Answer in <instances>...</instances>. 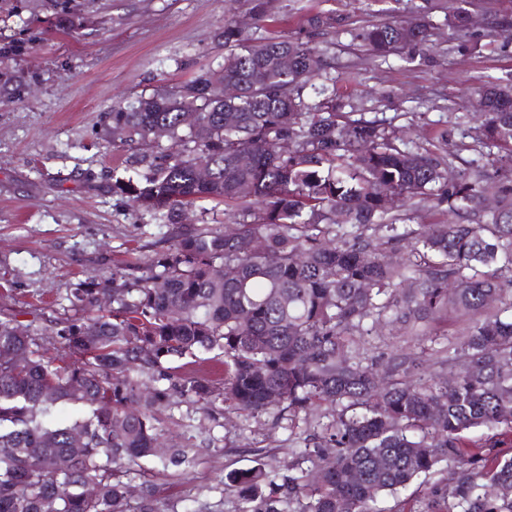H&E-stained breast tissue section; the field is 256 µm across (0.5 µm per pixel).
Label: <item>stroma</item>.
<instances>
[{
  "label": "stroma",
  "mask_w": 512,
  "mask_h": 512,
  "mask_svg": "<svg viewBox=\"0 0 512 512\" xmlns=\"http://www.w3.org/2000/svg\"><path fill=\"white\" fill-rule=\"evenodd\" d=\"M255 22L252 0H0V309L39 328L77 317L68 298L84 281L169 246L174 226L152 223L113 194L112 172L144 154L169 149L113 145V104L170 91L201 68L224 60L225 20L248 37L307 35V17L332 12L342 26L313 36L329 46L327 75L345 102L429 147L439 129L458 146L459 161L477 158L462 127L470 87L512 74V45L491 22L512 14V0H472L478 48H454L441 0L432 13L429 62L378 57L354 41L372 21L405 20L421 0H266ZM410 339L382 322L360 340L365 360L394 359ZM168 443L193 448L179 471L149 465L157 512H239L227 472L264 463L278 474L302 462L309 426L271 414L225 413L198 429L191 407L159 416Z\"/></svg>",
  "instance_id": "stroma-1"
}]
</instances>
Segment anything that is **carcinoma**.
I'll return each mask as SVG.
<instances>
[{
    "mask_svg": "<svg viewBox=\"0 0 512 512\" xmlns=\"http://www.w3.org/2000/svg\"><path fill=\"white\" fill-rule=\"evenodd\" d=\"M457 2L448 28L457 49H475L472 0ZM438 8L424 0L412 20L370 22L354 38L378 56L422 59ZM340 24L326 13L306 19L315 34ZM223 37L218 68L241 86L237 98H219L208 68L113 106L119 143L149 142L163 127L175 150L113 175L112 192L155 224L182 223L202 200L240 220L182 228L166 249L114 270L110 288L80 284L75 320L38 328L0 312V512H154L148 481L136 507L128 489L143 459L188 463L190 449L158 448V412L173 394L207 418L324 409L309 468L281 477L258 463L227 474L240 512L293 503L298 512H381L379 499L419 479L425 493L413 512H512V453L465 436L481 427L512 435V316L503 317L512 313V77L470 90L474 141L492 171L474 160L460 168L446 129L420 150L345 111L335 87L315 83L326 49L312 39L253 41L229 19ZM282 52L293 59L286 70ZM186 107L197 110L192 125ZM199 155L211 163L207 181L195 171ZM427 195L468 222L412 229L394 213ZM346 224L358 233L336 241ZM401 248L402 261L385 260ZM450 314L462 327L441 358L411 350L400 373L352 361L356 338L386 316L436 344L440 334L418 324ZM49 339L64 354L47 355ZM207 354L222 375L184 373ZM447 363L460 369L451 386L432 371ZM62 404L80 409L67 426L54 420ZM76 434L85 436L79 448Z\"/></svg>",
    "mask_w": 512,
    "mask_h": 512,
    "instance_id": "carcinoma-1",
    "label": "carcinoma"
}]
</instances>
